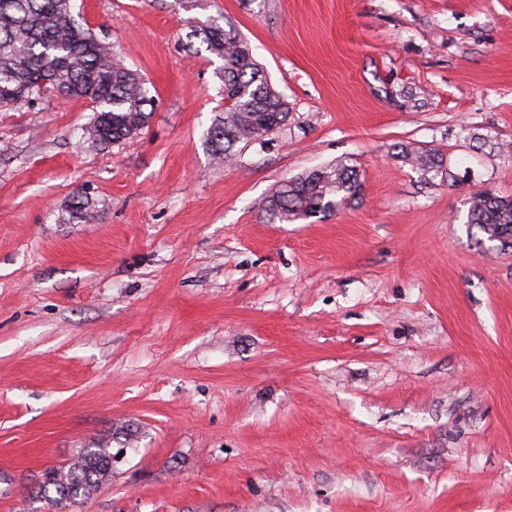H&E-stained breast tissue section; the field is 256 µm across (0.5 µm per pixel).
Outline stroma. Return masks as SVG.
Instances as JSON below:
<instances>
[{
	"instance_id": "1",
	"label": "stroma",
	"mask_w": 512,
	"mask_h": 512,
	"mask_svg": "<svg viewBox=\"0 0 512 512\" xmlns=\"http://www.w3.org/2000/svg\"><path fill=\"white\" fill-rule=\"evenodd\" d=\"M73 14L154 110L102 148L87 101L0 108V512H54L28 487L100 441L120 456L77 512H512V249L465 224L473 193L512 197V0ZM210 18L290 108L228 163L221 61L186 38ZM338 162L350 206L268 220ZM401 148V157L411 162L412 166H416L429 180L437 177H440L441 180H447L449 173L445 168L444 159L441 154L436 152H413L407 148Z\"/></svg>"
}]
</instances>
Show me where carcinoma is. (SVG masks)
<instances>
[{"mask_svg": "<svg viewBox=\"0 0 512 512\" xmlns=\"http://www.w3.org/2000/svg\"><path fill=\"white\" fill-rule=\"evenodd\" d=\"M73 0H0V107L47 92L92 103L88 139L108 147L147 127L154 98L144 77L119 63L112 46L73 19ZM206 50L223 61L224 117L209 131L215 156L230 158L233 143L255 140L288 121V103L269 83L250 43L211 19L194 26ZM428 179H447L439 153L400 151ZM360 191L359 171L338 163L288 180L264 211L281 223L337 212ZM467 224L490 242L512 247V198L478 192L469 199ZM112 479V448L99 442L60 467H50L27 492L60 512H76L91 493Z\"/></svg>", "mask_w": 512, "mask_h": 512, "instance_id": "1", "label": "carcinoma"}]
</instances>
